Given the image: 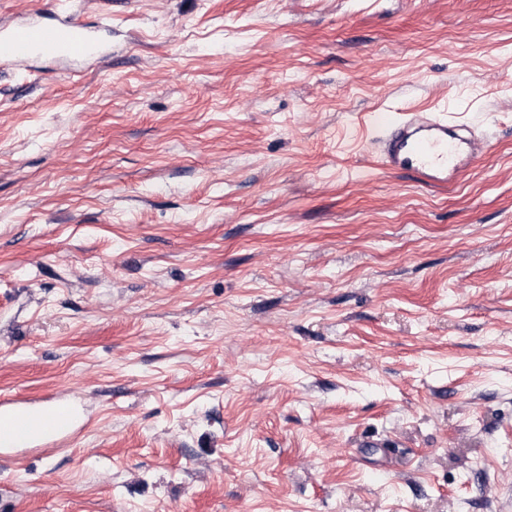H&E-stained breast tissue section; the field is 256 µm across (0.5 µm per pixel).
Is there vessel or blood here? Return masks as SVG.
<instances>
[{
  "label": "vessel or blood",
  "instance_id": "1",
  "mask_svg": "<svg viewBox=\"0 0 512 512\" xmlns=\"http://www.w3.org/2000/svg\"><path fill=\"white\" fill-rule=\"evenodd\" d=\"M36 58L92 59L107 54L90 26L69 15L0 23V60L25 67ZM382 166L413 174L423 185L445 187L455 182L483 153L486 143L465 123H449L440 112H407L378 121ZM80 404L70 397H50L41 406H8L0 401V439L9 446L56 448L79 428Z\"/></svg>",
  "mask_w": 512,
  "mask_h": 512
}]
</instances>
